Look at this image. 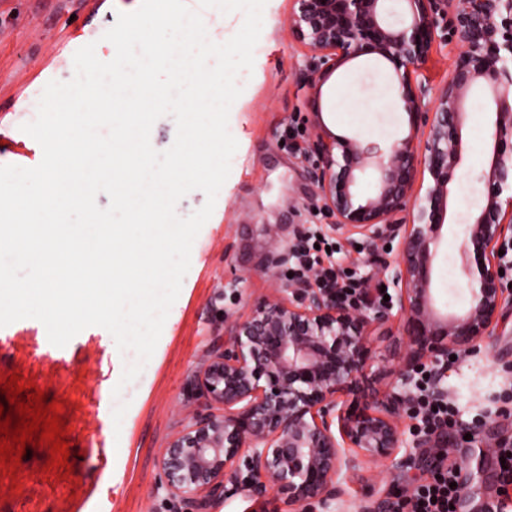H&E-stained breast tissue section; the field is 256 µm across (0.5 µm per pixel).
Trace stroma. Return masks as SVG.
<instances>
[{
    "instance_id": "1",
    "label": "stroma",
    "mask_w": 512,
    "mask_h": 512,
    "mask_svg": "<svg viewBox=\"0 0 512 512\" xmlns=\"http://www.w3.org/2000/svg\"><path fill=\"white\" fill-rule=\"evenodd\" d=\"M141 0H0V165L31 168L42 159L40 145L22 126L34 112L46 84L71 81L74 70L59 57H73L95 44L97 57L109 55L104 35L118 14L139 8ZM291 0H266L263 28L254 49L252 73H239L242 94L228 123L238 142L230 175L214 212L197 235L191 265L165 322L153 356L139 376L114 394L112 378L122 375L134 352H118L111 334L90 326L62 348L52 345L44 325L27 318L0 327V373L18 374L21 385L54 396L67 419L71 468H44L45 451L32 452L18 465L0 467V512H181L159 481L157 462L169 439L187 425L199 402L189 383L227 321L246 316L259 302L279 296L289 266L281 258L296 243L295 229L329 224L320 210L308 160L291 138L307 142L303 125L309 91L302 83V52L288 27ZM397 74L375 55L345 62L323 85L322 120L331 133L389 146L409 133L408 116L395 108ZM463 129L464 153L449 185L448 211L434 262L439 304L452 310L470 299L461 274L460 244L484 203L491 143V116L483 92L470 98ZM481 128V144L472 132ZM405 340L400 314L374 326L369 343L375 361L363 378L366 395L383 392L393 378ZM512 316L479 354L449 362L442 385L455 409L448 428L445 460L468 464L459 512H485L501 485L492 451L478 452L460 425L488 417L487 441L512 440ZM415 465L403 472L372 469L371 481L351 479L343 494L314 512H363L378 500L430 477L433 451H413Z\"/></svg>"
}]
</instances>
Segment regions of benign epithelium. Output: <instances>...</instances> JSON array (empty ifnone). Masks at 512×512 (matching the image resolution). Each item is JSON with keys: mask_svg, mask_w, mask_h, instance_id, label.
Instances as JSON below:
<instances>
[{"mask_svg": "<svg viewBox=\"0 0 512 512\" xmlns=\"http://www.w3.org/2000/svg\"><path fill=\"white\" fill-rule=\"evenodd\" d=\"M387 0H293L289 27L303 49L310 135V178L320 189L331 228L349 243L359 236L396 258L362 279L347 303L337 289L305 281L256 305L225 326L190 386L205 409L195 412L159 457L162 482L185 512H210L239 491L258 503L272 497L294 512L326 505L362 461L413 465L402 422L414 411L424 372L434 394L448 357L477 350L512 310L507 261L512 244V0H402L407 21H389ZM456 51L448 83L430 94L417 76L435 45ZM375 54L398 72L396 104L407 137L382 148L331 135L321 121V89L344 62ZM485 86L495 106L486 197L461 245L466 309H441L434 260L447 215L448 185L463 156L462 128L471 91ZM375 170L374 192L359 193L360 175ZM428 173L424 192L415 189ZM376 280L393 286L375 300ZM406 316L404 353L387 391L363 403L357 388L373 359L369 329L392 310Z\"/></svg>", "mask_w": 512, "mask_h": 512, "instance_id": "1", "label": "benign epithelium"}]
</instances>
